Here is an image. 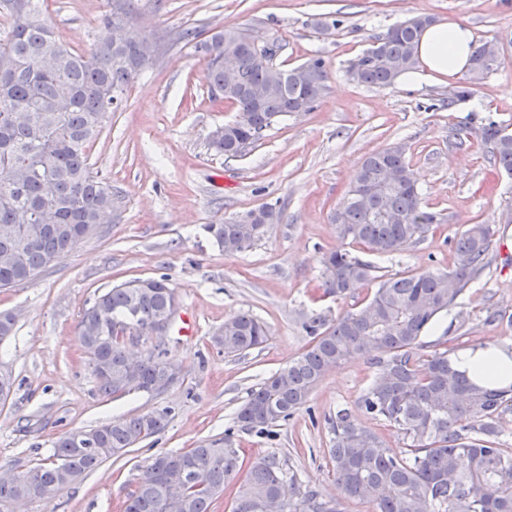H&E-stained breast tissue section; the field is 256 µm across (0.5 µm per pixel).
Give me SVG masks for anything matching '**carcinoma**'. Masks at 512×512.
I'll use <instances>...</instances> for the list:
<instances>
[{
    "instance_id": "cac0c4a2",
    "label": "carcinoma",
    "mask_w": 512,
    "mask_h": 512,
    "mask_svg": "<svg viewBox=\"0 0 512 512\" xmlns=\"http://www.w3.org/2000/svg\"><path fill=\"white\" fill-rule=\"evenodd\" d=\"M44 0H0L10 18L0 37V288H11L47 270L90 237L88 228L110 222L112 185L94 171L89 150L124 88L163 48L160 40L116 41L110 25L128 21L134 0H107L95 47L80 53L60 43L45 16ZM435 24L413 16L389 28L351 62L348 75L359 85L386 87L416 67L422 32ZM180 39L194 44L209 62L211 90L237 109L234 125L209 136L217 155L238 157L263 131L286 116L309 112L326 90L328 73L318 55L288 66L278 51L246 31L226 25L200 39L186 29ZM496 38L475 47L471 67L452 106L473 93V85L500 65ZM235 55L236 81L224 82V53ZM494 163L512 175V131L490 121L479 127ZM406 148L393 143L369 153L356 170L344 201L331 216L339 239L373 254L390 256L424 239L435 213L424 207ZM266 223L237 218L206 225L219 248L242 252L260 241L280 213L261 207ZM493 225H469L457 235L451 266L376 274V267L339 247L325 253L321 288L341 297L364 282H378L358 309L336 317L323 311L304 315L301 326L312 338L309 349L265 378L236 412L244 430L264 434L304 405L326 372L351 358L375 355L376 373L358 407L397 429L403 447L386 445L342 409L331 419L327 449L336 483L346 499L370 503L374 512H512V448L505 447L504 416L512 413V388L489 389L454 369L448 352L423 353L421 337L439 315L490 265ZM145 288L122 283L83 311L78 336L102 397L147 392L170 382L166 352L152 351L128 369L127 331L143 328L171 307L168 278L147 279ZM267 325L250 313L224 320L213 342L224 353L241 354L264 344ZM172 414L164 408L87 430L77 445L66 433L55 442L48 462L0 479V508L19 498L52 497L103 461L162 432ZM237 449L213 442L180 452H160L146 466L123 512H167L171 490L183 500L179 512H211L212 504L234 493L233 512H341L303 486L275 455L257 458L244 478Z\"/></svg>"
}]
</instances>
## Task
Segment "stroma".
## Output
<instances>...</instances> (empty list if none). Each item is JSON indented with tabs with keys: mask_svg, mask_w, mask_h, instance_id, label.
Instances as JSON below:
<instances>
[{
	"mask_svg": "<svg viewBox=\"0 0 512 512\" xmlns=\"http://www.w3.org/2000/svg\"><path fill=\"white\" fill-rule=\"evenodd\" d=\"M55 35L90 51L106 0H45ZM431 16L471 28L476 39L504 41L503 60L472 97L449 104L447 83L416 88L370 87L350 81L352 60L378 35L406 18ZM329 22L326 30L316 20ZM129 22L153 38L176 39L187 28L210 36L224 26L281 43L295 65L313 55L327 66L328 88L313 111L275 125L244 155L225 158L208 147L210 133L235 116L214 99L207 61L178 43L156 57L126 88L93 143L90 161L112 186L111 223L82 241L34 280L0 288V311L16 316L0 342V367L14 391L0 401V469L21 473L46 462L58 437L116 419L172 408L167 428L130 452L105 460L51 498L19 512H123L151 458L231 439L243 463L275 454L342 512H373L341 500L327 450L330 417L356 409L373 378L364 354L330 369L307 403L270 435L240 428L236 412L250 389L305 352L304 313L339 315L370 296L363 284L344 297L324 295L320 263L340 241L331 215L364 157L390 144L407 147L422 200L437 216L426 237L389 257L353 251L381 273L447 269L454 238L468 225L496 228L492 261L426 333L430 350L456 352L488 343L512 345V176L494 166L476 124H512V0H138ZM466 128L464 147L454 134ZM265 205L281 213L250 249L224 253L206 224ZM167 276L179 317L195 332L170 330L163 347L180 380L166 393L102 397L88 367L77 324L96 296L134 279ZM248 311L269 329L260 347L225 355L212 338L226 318ZM501 313L488 321L489 312Z\"/></svg>",
	"mask_w": 512,
	"mask_h": 512,
	"instance_id": "obj_1",
	"label": "stroma"
}]
</instances>
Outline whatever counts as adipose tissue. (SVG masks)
<instances>
[{
	"instance_id": "obj_1",
	"label": "adipose tissue",
	"mask_w": 512,
	"mask_h": 512,
	"mask_svg": "<svg viewBox=\"0 0 512 512\" xmlns=\"http://www.w3.org/2000/svg\"><path fill=\"white\" fill-rule=\"evenodd\" d=\"M476 47L472 31L458 23L436 24L422 34L418 48V64L401 73L397 83L417 87L453 75H461L470 66ZM453 368L473 382L499 389L512 387V348L486 344L460 350L449 357Z\"/></svg>"
}]
</instances>
